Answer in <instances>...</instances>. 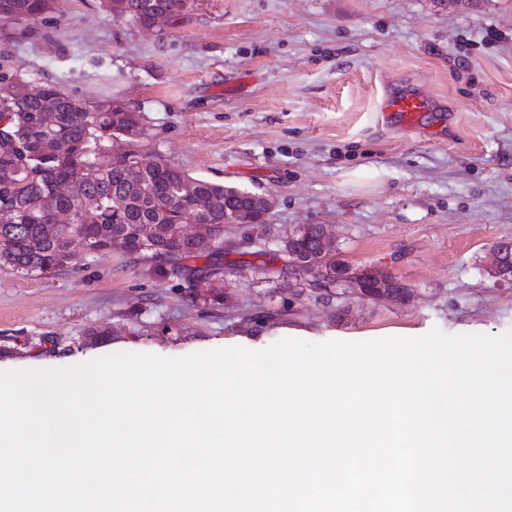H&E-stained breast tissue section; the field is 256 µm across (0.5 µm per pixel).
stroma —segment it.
I'll list each match as a JSON object with an SVG mask.
<instances>
[{"mask_svg": "<svg viewBox=\"0 0 512 512\" xmlns=\"http://www.w3.org/2000/svg\"><path fill=\"white\" fill-rule=\"evenodd\" d=\"M6 29L0 77L121 98L143 115L147 154L272 196L267 223L225 225V264L323 224L337 259L407 292L317 295L241 271L217 304L209 283L157 278L118 248L53 275L0 269V370L512 331V283L490 272L512 239V0H197L153 31L98 0H55ZM413 89L432 109L403 128L381 103Z\"/></svg>", "mask_w": 512, "mask_h": 512, "instance_id": "stroma-1", "label": "stroma"}]
</instances>
